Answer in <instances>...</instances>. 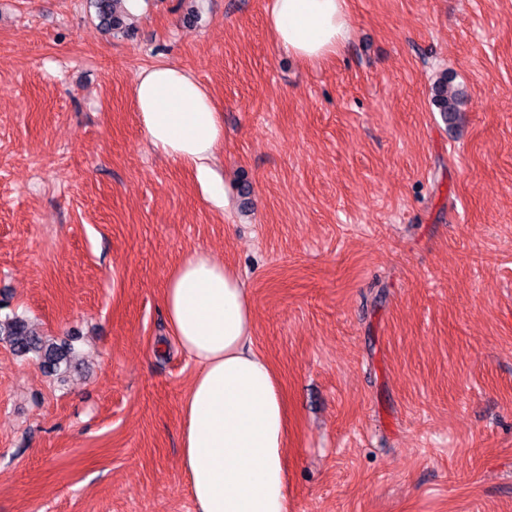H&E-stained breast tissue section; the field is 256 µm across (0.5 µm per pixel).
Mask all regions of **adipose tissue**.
<instances>
[{
	"label": "adipose tissue",
	"mask_w": 512,
	"mask_h": 512,
	"mask_svg": "<svg viewBox=\"0 0 512 512\" xmlns=\"http://www.w3.org/2000/svg\"><path fill=\"white\" fill-rule=\"evenodd\" d=\"M348 0H270L278 44L315 62L350 34ZM152 145L210 176L224 123L208 89L185 69L143 68L134 92ZM162 306L169 334L196 366L182 407L181 463L196 512H290L283 390L253 343V314L238 274L193 251L168 273Z\"/></svg>",
	"instance_id": "obj_1"
}]
</instances>
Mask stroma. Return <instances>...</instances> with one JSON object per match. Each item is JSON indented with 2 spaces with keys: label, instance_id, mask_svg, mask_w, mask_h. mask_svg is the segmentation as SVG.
I'll return each mask as SVG.
<instances>
[{
  "label": "stroma",
  "instance_id": "1",
  "mask_svg": "<svg viewBox=\"0 0 512 512\" xmlns=\"http://www.w3.org/2000/svg\"><path fill=\"white\" fill-rule=\"evenodd\" d=\"M349 3L309 63L269 0H139L118 35L0 0V317L76 350L60 384L0 340V512H196L161 305L195 250L247 284L291 512H512V0ZM160 61L222 114L223 205L145 136ZM432 103L441 113L445 121L455 123L465 104L464 95L458 89L448 85V78L443 75L432 87Z\"/></svg>",
  "mask_w": 512,
  "mask_h": 512
}]
</instances>
